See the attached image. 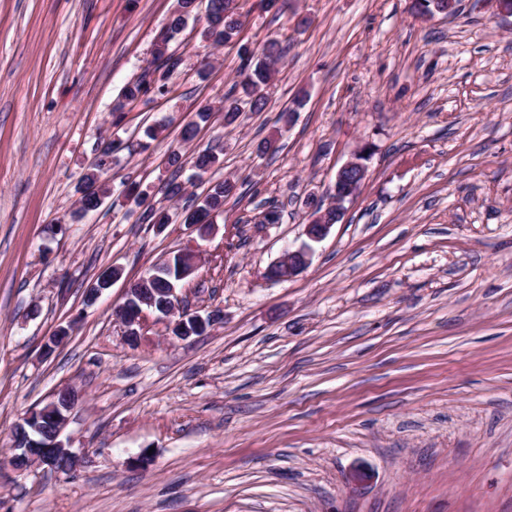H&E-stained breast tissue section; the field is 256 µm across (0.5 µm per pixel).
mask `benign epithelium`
Here are the masks:
<instances>
[{"label": "benign epithelium", "instance_id": "7a95c632", "mask_svg": "<svg viewBox=\"0 0 512 512\" xmlns=\"http://www.w3.org/2000/svg\"><path fill=\"white\" fill-rule=\"evenodd\" d=\"M369 155L370 145L365 143L337 170L335 185H341L346 176L353 172L356 173L358 181L350 188L336 193V198L333 199L336 210L345 211V203L358 195L366 175L364 161ZM330 228L329 224L306 225L305 234L309 242L283 255L280 259L281 278H291L309 264L312 255L311 243L325 238ZM142 283L143 280L140 279L131 284L125 290V301L115 310L116 320L125 328L126 336L132 342L138 341L151 314L155 313V299L141 292ZM177 301V288L173 287L169 289L168 297L163 302L160 317L168 321L169 327L179 334V338H187L204 329L207 324L215 322L212 316L204 319L197 314L187 315L179 312ZM54 397L61 399V402L54 401L46 408L30 413L23 422L14 427V446L24 444V452L14 455L12 459L14 470L21 472L35 465H47L56 469L63 462L72 469L78 465L77 456L60 440L68 423L66 412L75 404L77 395L73 389L67 387L55 393Z\"/></svg>", "mask_w": 512, "mask_h": 512}]
</instances>
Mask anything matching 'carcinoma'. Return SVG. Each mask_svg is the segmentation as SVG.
Instances as JSON below:
<instances>
[{
    "mask_svg": "<svg viewBox=\"0 0 512 512\" xmlns=\"http://www.w3.org/2000/svg\"><path fill=\"white\" fill-rule=\"evenodd\" d=\"M226 2L227 0H207V28L204 36L209 41L232 43L241 32L243 26L241 15L229 10ZM177 3L178 9L168 24L166 36L154 47L151 67L145 70L138 82L128 85L124 90L123 96L130 103L146 94L152 85L160 95L168 92L166 84L154 82L152 75L160 70L165 77L179 66V59L168 53V45L185 28L187 19L196 11L197 0H177ZM284 56V48L275 38L266 40L250 55L242 57L240 80L233 85L230 93L224 98L225 122H233L237 115L245 110L264 111L267 104V88L272 74L275 66L283 60ZM234 189L235 185L229 180L216 183L200 202L186 211L184 223H214V218L224 213V200L232 194ZM312 216L315 224H334L336 208L319 202L314 204ZM180 264L181 253L178 252L153 272V278L146 281L144 287L159 295L164 294L177 282Z\"/></svg>",
    "mask_w": 512,
    "mask_h": 512,
    "instance_id": "obj_1",
    "label": "carcinoma"
}]
</instances>
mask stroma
<instances>
[{
    "label": "stroma",
    "instance_id": "35a3bbf8",
    "mask_svg": "<svg viewBox=\"0 0 512 512\" xmlns=\"http://www.w3.org/2000/svg\"><path fill=\"white\" fill-rule=\"evenodd\" d=\"M239 5L248 39L290 49L266 109L228 126L242 60L205 40L204 10L169 44L167 94L127 105L176 0H0V512H512V16L491 0L428 21L409 0ZM113 141L105 200L79 212ZM364 141L341 222L301 273L267 279ZM204 151L219 163L200 175ZM174 175L186 192L162 203ZM223 180V219L181 223ZM162 204L171 224L144 221ZM272 206L280 223H261ZM195 244L181 306L222 321L182 340L153 320L130 344L128 283ZM67 386L76 470L14 471L13 426Z\"/></svg>",
    "mask_w": 512,
    "mask_h": 512
}]
</instances>
